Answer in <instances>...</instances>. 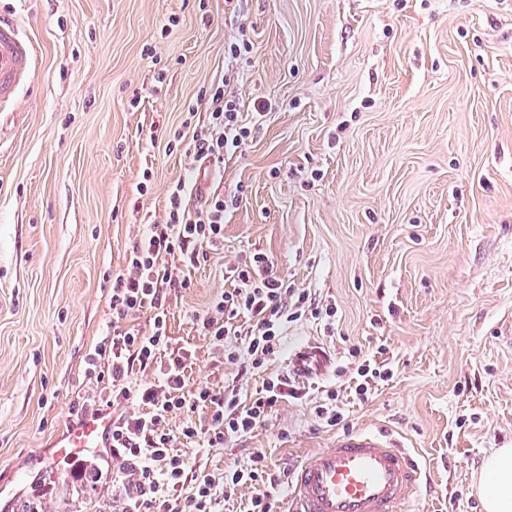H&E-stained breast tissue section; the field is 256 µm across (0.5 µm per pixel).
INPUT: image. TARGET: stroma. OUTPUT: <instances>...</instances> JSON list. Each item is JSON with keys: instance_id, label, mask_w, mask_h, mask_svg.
I'll list each match as a JSON object with an SVG mask.
<instances>
[{"instance_id": "1", "label": "stroma", "mask_w": 512, "mask_h": 512, "mask_svg": "<svg viewBox=\"0 0 512 512\" xmlns=\"http://www.w3.org/2000/svg\"><path fill=\"white\" fill-rule=\"evenodd\" d=\"M0 19L39 48L0 109V512L110 507L111 456H92L89 499L58 486L51 444L78 395L109 391L87 355L112 275L180 180L227 204L223 241L166 301L188 388L246 397L295 354L316 359L300 398L224 447L180 438L173 412L176 452L218 478L260 451L286 480L336 434L381 429L427 464L411 512H482L480 466L512 448V0H0ZM232 70L226 92L260 128L211 173L167 143L189 107L206 123L197 96ZM257 252L336 318L302 315L277 360L241 372L194 317ZM366 359L389 376L360 400ZM332 391L333 427L316 414Z\"/></svg>"}]
</instances>
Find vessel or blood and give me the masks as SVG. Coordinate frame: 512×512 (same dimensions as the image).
Segmentation results:
<instances>
[{
    "label": "vessel or blood",
    "instance_id": "obj_1",
    "mask_svg": "<svg viewBox=\"0 0 512 512\" xmlns=\"http://www.w3.org/2000/svg\"><path fill=\"white\" fill-rule=\"evenodd\" d=\"M36 58L33 42L14 24L0 20V107L17 102ZM111 437V416L90 414L56 441V453L72 457L107 448ZM422 482L423 471L413 452L391 435L347 432L297 465L290 512H407L409 496Z\"/></svg>",
    "mask_w": 512,
    "mask_h": 512
}]
</instances>
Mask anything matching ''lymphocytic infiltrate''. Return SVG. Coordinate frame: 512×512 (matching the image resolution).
Segmentation results:
<instances>
[{"mask_svg": "<svg viewBox=\"0 0 512 512\" xmlns=\"http://www.w3.org/2000/svg\"><path fill=\"white\" fill-rule=\"evenodd\" d=\"M199 99L209 112L206 124L187 126L174 141L184 144L193 159L218 164L245 144L256 123L243 116L223 83L206 87ZM225 209L218 193L202 209L192 210L185 182H177L169 190L164 223L145 226L130 247L125 271L112 279L111 331L95 344L88 364L111 386L112 467L122 480V512H212L221 498L260 482L270 491L253 497L249 512H272L270 492L279 479L263 453L225 468L220 479L201 478L175 453V439L166 428L169 415L182 411L187 415L183 438L217 448L251 433L278 402L299 395L290 378L280 374L264 379L247 401L232 389L185 388L188 355L171 344L166 296L189 288L192 271L207 258V246L223 239ZM228 273L230 288L195 321L229 364L262 368L280 352L287 323L305 313L336 316L335 307H315L307 292L290 288L265 254L231 265ZM242 315L250 320L243 333L235 324ZM141 316L148 319V331L134 325ZM146 372L154 374V382L141 383L139 376ZM200 409L208 412L203 425L192 419Z\"/></svg>", "mask_w": 512, "mask_h": 512, "instance_id": "f902f5d3", "label": "lymphocytic infiltrate"}]
</instances>
